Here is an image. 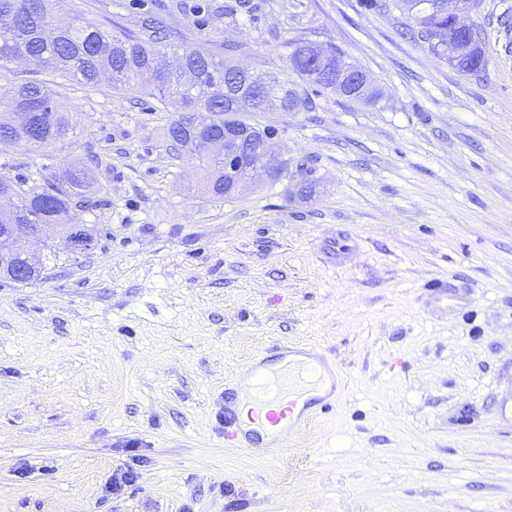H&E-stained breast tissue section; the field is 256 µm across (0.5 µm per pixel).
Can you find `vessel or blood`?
<instances>
[{
	"instance_id": "vessel-or-blood-1",
	"label": "vessel or blood",
	"mask_w": 512,
	"mask_h": 512,
	"mask_svg": "<svg viewBox=\"0 0 512 512\" xmlns=\"http://www.w3.org/2000/svg\"><path fill=\"white\" fill-rule=\"evenodd\" d=\"M274 360L253 358L246 366L256 396L252 428H244L237 395L224 396V440L236 448H284L292 430L332 411L340 398L336 372L317 345L279 344Z\"/></svg>"
}]
</instances>
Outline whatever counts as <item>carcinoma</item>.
<instances>
[{"instance_id": "obj_1", "label": "carcinoma", "mask_w": 512, "mask_h": 512, "mask_svg": "<svg viewBox=\"0 0 512 512\" xmlns=\"http://www.w3.org/2000/svg\"><path fill=\"white\" fill-rule=\"evenodd\" d=\"M66 0H0V145L37 144L65 147L76 137V125L64 105L41 82L16 84L8 80L17 57L26 54L37 65L82 86L95 87L108 80L116 91L139 88V80L152 73V95L165 111L177 118L167 126L170 146L179 149L173 136L178 126L189 121L188 114L199 113L210 120L218 135L224 129L257 130L245 119L247 112H301L313 108L312 95L331 91L336 82L334 47L320 51L322 72L327 79L311 76L309 46H298L289 56L283 73H261L268 84L266 96L251 92L245 80L237 78L239 66L233 50L222 44L213 50L203 46L175 45L165 27L145 18L139 28L119 36L92 22L73 19L55 24ZM378 11L395 7L406 15L409 30L440 57L445 56L431 40L434 30L447 23L440 10L413 9L407 0H369ZM204 172L205 192L222 197L230 192L232 180L224 173V163L192 148ZM90 170L73 166L63 179L33 187L18 196L13 221L16 224H66L75 200L86 199L93 190ZM23 243L14 239L0 255V275L10 277L12 269L24 260Z\"/></svg>"}]
</instances>
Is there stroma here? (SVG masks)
Listing matches in <instances>:
<instances>
[{
	"instance_id": "stroma-1",
	"label": "stroma",
	"mask_w": 512,
	"mask_h": 512,
	"mask_svg": "<svg viewBox=\"0 0 512 512\" xmlns=\"http://www.w3.org/2000/svg\"><path fill=\"white\" fill-rule=\"evenodd\" d=\"M227 2L67 10L116 34L157 14L174 42L228 41L266 72L293 43L333 45L382 97L254 114L288 174L217 199L148 90L13 69L81 132L0 149V176L38 187L80 161L95 193L74 213L88 250L35 240L39 279H0V512H512V0L473 12L489 64L467 75L366 0H255L234 20ZM275 341L318 344L341 400L285 450L227 446L224 390Z\"/></svg>"
}]
</instances>
